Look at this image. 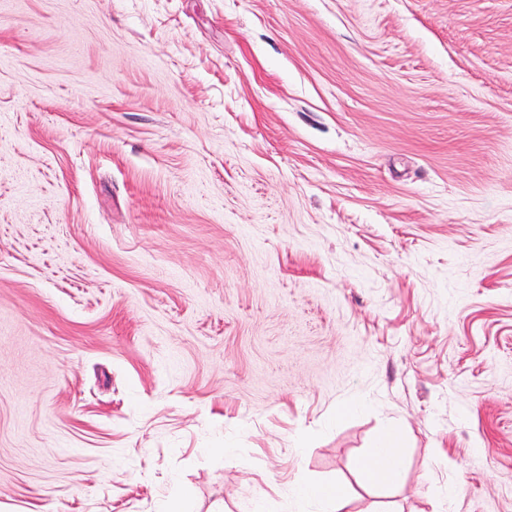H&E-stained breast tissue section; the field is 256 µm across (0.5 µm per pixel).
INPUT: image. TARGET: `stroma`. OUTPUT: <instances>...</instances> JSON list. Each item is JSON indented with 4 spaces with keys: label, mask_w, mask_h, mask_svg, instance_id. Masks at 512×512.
<instances>
[{
    "label": "stroma",
    "mask_w": 512,
    "mask_h": 512,
    "mask_svg": "<svg viewBox=\"0 0 512 512\" xmlns=\"http://www.w3.org/2000/svg\"><path fill=\"white\" fill-rule=\"evenodd\" d=\"M319 488L512 512V0H0V512ZM399 467L396 441L392 435H387L378 448L373 450L361 462V470L372 483L384 484L389 482Z\"/></svg>",
    "instance_id": "obj_1"
}]
</instances>
